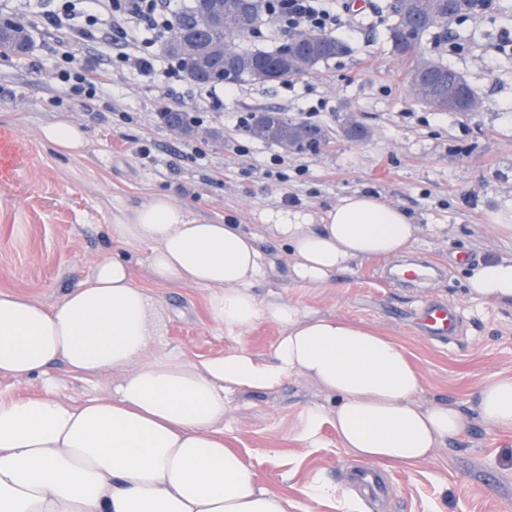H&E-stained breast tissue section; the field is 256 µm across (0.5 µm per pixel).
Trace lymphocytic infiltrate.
Segmentation results:
<instances>
[{"mask_svg":"<svg viewBox=\"0 0 512 512\" xmlns=\"http://www.w3.org/2000/svg\"><path fill=\"white\" fill-rule=\"evenodd\" d=\"M178 8L177 0H58L55 9L30 11L23 22L30 28L49 25L58 34L55 103L109 94L85 62L83 50L91 42L114 54L132 76L157 82L170 98L182 69L175 60H162L158 48ZM274 18L286 31L330 33L340 22L331 0H283Z\"/></svg>","mask_w":512,"mask_h":512,"instance_id":"lymphocytic-infiltrate-1","label":"lymphocytic infiltrate"}]
</instances>
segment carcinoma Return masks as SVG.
<instances>
[{
	"instance_id": "1",
	"label": "carcinoma",
	"mask_w": 512,
	"mask_h": 512,
	"mask_svg": "<svg viewBox=\"0 0 512 512\" xmlns=\"http://www.w3.org/2000/svg\"><path fill=\"white\" fill-rule=\"evenodd\" d=\"M387 8L392 14L393 21L386 29V38L393 53L400 56L402 52L397 43V36L407 25L406 18L394 4H387ZM437 15L439 20L436 23L414 30L412 39L415 44H420L423 37L434 28L443 30L445 35L448 34L451 23L457 20L455 16L448 17V6L443 0L438 3ZM178 17L182 19L185 29L194 31L199 43L227 42L235 47L239 57L249 61V65L243 68L230 71L221 69L204 75L197 81V85L202 88L216 84L254 83L256 82L254 73L257 69L263 70L267 75L265 82H276L279 72L284 70L285 58L295 52L307 54L310 60L308 66L310 72L319 63L350 52V46L345 41L330 34H313L306 44L299 47L292 45L287 40L269 50L244 45L246 39L243 38V32L247 30L252 34L255 33L264 21L261 5L256 0H224V25L222 26H214L207 21L200 0H191L185 9L178 13ZM422 64L430 67V71L443 74L450 80L458 75V72L448 65L428 58L416 60L409 75H417ZM265 112L270 114L279 125L295 135L297 152L315 154L325 145L326 134L321 126L295 120L275 108H267Z\"/></svg>"
}]
</instances>
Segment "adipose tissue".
<instances>
[{
  "label": "adipose tissue",
  "mask_w": 512,
  "mask_h": 512,
  "mask_svg": "<svg viewBox=\"0 0 512 512\" xmlns=\"http://www.w3.org/2000/svg\"><path fill=\"white\" fill-rule=\"evenodd\" d=\"M261 220L292 254L291 281L309 288L398 256L419 233L404 210L361 192L317 224L290 209ZM112 239L149 246L155 283L208 289V312L228 332L277 324L274 355L241 347L196 361L149 351L154 304L130 265L112 256L48 308L0 292V377L29 380L58 362L80 377L122 374L106 394L75 403L0 397V512H288L287 498L258 487L225 442L224 391L266 392L294 374L338 395L333 425L354 457L412 466L462 430L456 407L419 402L421 375L400 343L358 321L261 301L255 234L202 222L158 192L119 218ZM467 295L512 304V256L470 266ZM477 407L486 430L512 429V376L484 384Z\"/></svg>",
  "instance_id": "adipose-tissue-1"
}]
</instances>
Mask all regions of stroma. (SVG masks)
I'll return each mask as SVG.
<instances>
[{
    "label": "stroma",
    "instance_id": "obj_1",
    "mask_svg": "<svg viewBox=\"0 0 512 512\" xmlns=\"http://www.w3.org/2000/svg\"><path fill=\"white\" fill-rule=\"evenodd\" d=\"M387 0H366L342 16L336 37L349 54L321 62L308 75L274 84L242 83L212 89L183 80L184 102L216 95L222 115L205 113L186 133L159 114L168 106L159 88L132 82L95 48L86 62L112 84V97L69 108L51 100L56 85L55 31L30 30L23 55L0 47V136L11 144V166L0 175V291L43 305L54 304L83 279L101 256L125 258L136 284L155 298L156 345L195 360L246 346L271 356L281 329L258 323L236 336L207 309L208 291L188 283L160 285L149 276L145 247L117 244L110 226L120 211L166 192L198 218L255 230L262 212L287 207L320 216L344 195L372 192L406 210L421 227L414 252L426 254L442 275L424 288L391 283L388 262L368 263L339 275L325 288L291 282L292 257L270 233H260L264 273L254 284L263 301L286 299L323 314L362 321L403 344L422 375L421 399L459 407L460 434L429 460L407 467L373 465L388 487L371 503L354 480L363 467L324 423L315 447L300 439L305 413L321 407L332 416L335 398L310 380L291 375L275 390L226 392L224 436L249 461L260 488L286 496L288 512H512V430L491 432L480 423L476 400L483 384L512 375V305L481 304L466 296V266L489 256H512V0H493L481 16L458 20L451 34L432 30L419 50L459 72L480 93V111L435 112L409 91L412 61L386 43ZM272 107L322 126L328 143L317 154L294 153L283 166L287 181L263 171L277 145L236 127L233 118ZM366 130L347 136L346 120ZM72 122L86 133L82 154L64 156L41 138L42 127ZM147 135L151 159L135 154L132 140ZM197 146L206 166L181 155ZM295 194L287 203L286 194ZM503 226H495V219ZM442 301L458 309L456 339L428 336L414 313L419 301ZM119 372L78 378L63 366L47 379L0 378V395L37 396L51 391L63 402L104 394ZM313 486L323 487L316 498Z\"/></svg>",
    "mask_w": 512,
    "mask_h": 512
}]
</instances>
